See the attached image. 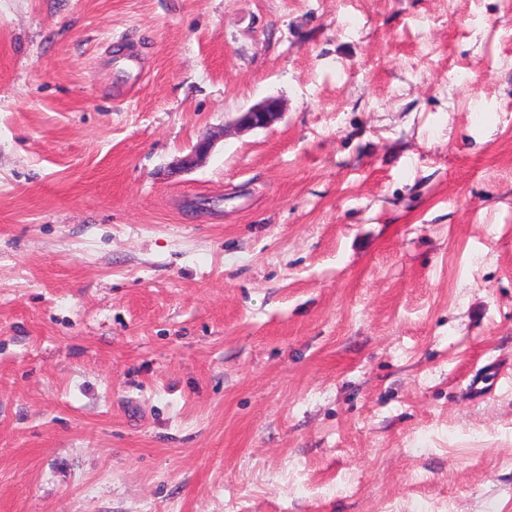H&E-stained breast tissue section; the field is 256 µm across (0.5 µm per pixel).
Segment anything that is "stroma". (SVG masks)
<instances>
[{
    "mask_svg": "<svg viewBox=\"0 0 512 512\" xmlns=\"http://www.w3.org/2000/svg\"><path fill=\"white\" fill-rule=\"evenodd\" d=\"M0 512H512V5L0 0ZM284 113L282 101L275 97L266 98L245 112H239L235 125L242 130L268 128Z\"/></svg>",
    "mask_w": 512,
    "mask_h": 512,
    "instance_id": "35a3bbf8",
    "label": "stroma"
}]
</instances>
